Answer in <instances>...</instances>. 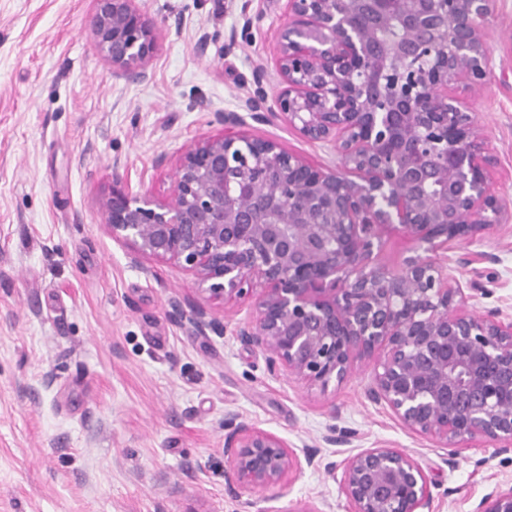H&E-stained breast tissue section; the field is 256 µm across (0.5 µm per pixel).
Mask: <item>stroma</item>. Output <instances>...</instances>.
<instances>
[{
	"label": "stroma",
	"mask_w": 512,
	"mask_h": 512,
	"mask_svg": "<svg viewBox=\"0 0 512 512\" xmlns=\"http://www.w3.org/2000/svg\"><path fill=\"white\" fill-rule=\"evenodd\" d=\"M157 50L146 79L113 74L94 44L93 0H0V512H347L334 475L308 468L234 498L224 484V421L241 415L342 463L365 448L407 450L432 479L433 512H473L512 480V452L445 449L367 396L376 359L328 388L270 376L261 351L224 318L200 336L172 310L191 275L153 259L133 267L102 225L113 181L168 194L189 143L238 112L281 0H135ZM494 66L471 104L488 131L492 187L512 203V0H494ZM249 132L335 166L325 145L280 123ZM479 281L477 311L512 314V222L455 252ZM342 443L327 444L329 432Z\"/></svg>",
	"instance_id": "1"
}]
</instances>
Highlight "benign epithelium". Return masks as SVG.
<instances>
[{"mask_svg":"<svg viewBox=\"0 0 512 512\" xmlns=\"http://www.w3.org/2000/svg\"><path fill=\"white\" fill-rule=\"evenodd\" d=\"M95 2L92 33L113 73L145 78L152 24L134 0ZM491 14L492 0H285L272 36L276 86L256 65L248 116L217 114L222 132L184 150L165 197L116 183L99 200L133 265L148 257L193 277L199 298L169 303L197 334L224 336L212 303L227 317L249 302L236 339L266 354L270 375L323 389L378 356L370 399L450 463L478 442L512 450V316L471 310L485 289L463 288L435 258L508 214L470 105L493 68ZM249 119L330 145L336 168L248 135ZM384 229L414 245L396 272L370 265ZM224 459L237 498L320 466L233 419ZM339 489L349 512H432L424 469L398 448L348 457ZM473 512H512V484Z\"/></svg>","mask_w":512,"mask_h":512,"instance_id":"obj_1","label":"benign epithelium"}]
</instances>
